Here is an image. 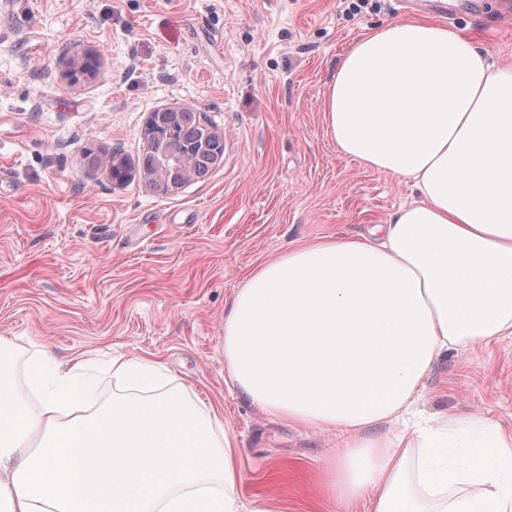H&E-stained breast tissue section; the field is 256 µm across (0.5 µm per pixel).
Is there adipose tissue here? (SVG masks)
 Instances as JSON below:
<instances>
[{
	"label": "adipose tissue",
	"mask_w": 512,
	"mask_h": 512,
	"mask_svg": "<svg viewBox=\"0 0 512 512\" xmlns=\"http://www.w3.org/2000/svg\"><path fill=\"white\" fill-rule=\"evenodd\" d=\"M324 117L343 154L415 194L366 238L251 274L224 320L229 375L267 413L339 434V498L512 512V435L477 415L415 419L443 353L512 338V71L460 31L390 22L341 56ZM112 375L137 395L94 415L80 372L48 353L30 362L32 398L0 380V512H285L242 498L222 420L157 395L159 365ZM388 421L400 431L380 432Z\"/></svg>",
	"instance_id": "ef3b65f1"
}]
</instances>
